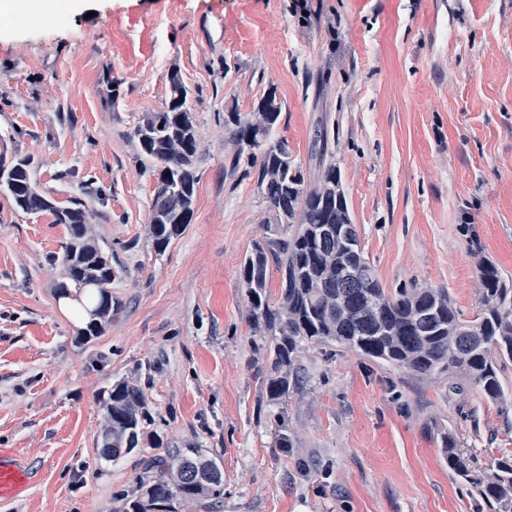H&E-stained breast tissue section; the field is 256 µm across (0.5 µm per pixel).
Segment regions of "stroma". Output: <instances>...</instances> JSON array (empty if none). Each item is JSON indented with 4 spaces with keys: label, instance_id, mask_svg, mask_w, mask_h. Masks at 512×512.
<instances>
[{
    "label": "stroma",
    "instance_id": "obj_1",
    "mask_svg": "<svg viewBox=\"0 0 512 512\" xmlns=\"http://www.w3.org/2000/svg\"><path fill=\"white\" fill-rule=\"evenodd\" d=\"M175 73L199 183L160 253L155 178L131 133L165 110ZM271 91L274 138L308 178L335 163L386 291L447 289L469 320L479 261L512 279V0H78L21 25L0 15V161L28 160L40 191L83 203L116 271L111 322L79 340L58 294L66 225L0 194V462L28 473L0 512H121L153 450L101 459L100 398L130 379L161 448L194 444L224 467L219 503L189 512H482L440 436L489 473L512 455V406L464 381L304 342V382L269 403L270 339L241 267L273 214L224 119Z\"/></svg>",
    "mask_w": 512,
    "mask_h": 512
}]
</instances>
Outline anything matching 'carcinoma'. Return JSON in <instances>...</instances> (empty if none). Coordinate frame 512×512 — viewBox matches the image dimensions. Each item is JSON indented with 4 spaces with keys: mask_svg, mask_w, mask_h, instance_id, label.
I'll return each mask as SVG.
<instances>
[{
    "mask_svg": "<svg viewBox=\"0 0 512 512\" xmlns=\"http://www.w3.org/2000/svg\"><path fill=\"white\" fill-rule=\"evenodd\" d=\"M187 102L188 89L175 73L167 108L145 113L132 132L155 177L150 231L160 252L184 232L194 214L196 129ZM257 114L263 117L259 123L237 112L229 113L228 122L239 145L252 140L247 161L256 170L258 192L276 224L290 229L285 238L256 245L241 269L253 328L272 337L271 372L264 383L267 399L279 406L300 384V342L336 341L418 378L462 377L487 399L512 403V392L501 378L505 362L512 361V284L496 265L478 262L481 306L471 320L462 318L444 288L386 292L363 256L356 229L350 230V238L336 241V234L352 223L336 165L325 166L313 184L301 165L285 161L290 156L287 141L272 136L281 114L275 91L261 98ZM0 170L11 174L12 183L0 186V193L15 209L48 212L56 223L67 225L69 241L60 256L67 282L59 286V294L67 298L73 292H93L95 302L78 337L101 335L112 320L108 288L116 272L112 254L89 234L85 206L73 202L61 207L39 191L25 159L1 162ZM271 261L282 275L275 298L268 290ZM356 266L368 279L367 287H343L346 273ZM102 406L103 435H112V450L102 448L100 456L116 461L139 447L154 417L143 387L131 381L112 384ZM441 443L455 481L491 512H512V458L503 457L491 473L478 475L457 452L454 434H442ZM146 470L140 494L125 502L123 512H185L224 494L221 463L197 446L150 455Z\"/></svg>",
    "mask_w": 512,
    "mask_h": 512,
    "instance_id": "cac0c4a2",
    "label": "carcinoma"
}]
</instances>
